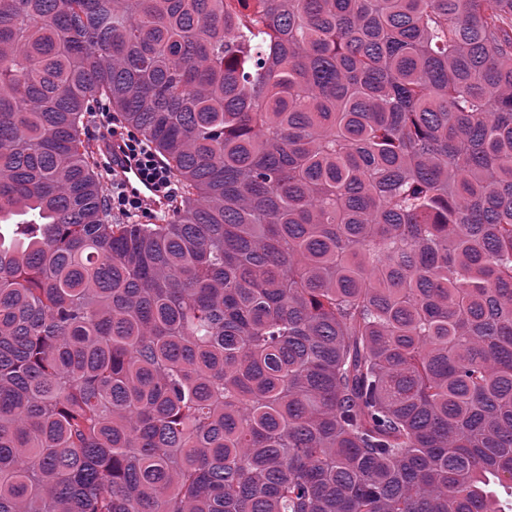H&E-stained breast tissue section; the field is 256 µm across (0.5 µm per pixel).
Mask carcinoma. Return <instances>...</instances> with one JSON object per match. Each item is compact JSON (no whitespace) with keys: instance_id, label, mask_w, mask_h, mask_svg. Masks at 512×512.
I'll return each instance as SVG.
<instances>
[{"instance_id":"carcinoma-1","label":"carcinoma","mask_w":512,"mask_h":512,"mask_svg":"<svg viewBox=\"0 0 512 512\" xmlns=\"http://www.w3.org/2000/svg\"><path fill=\"white\" fill-rule=\"evenodd\" d=\"M2 224L0 512H502L512 0H0ZM100 114L102 115V129L105 131L103 134H119L128 150L139 158L143 175L150 181L155 182L159 188H162V193L165 196L170 197L174 195L178 188L177 184L172 179L166 166L163 165L153 153L149 144L132 131H126L127 136L125 137L122 132H118L114 124L111 126V116L109 112H100ZM95 150L102 166L108 171L112 172L113 169L116 172H108L113 210L116 209L120 213L130 210L144 212L142 204L151 211H159L164 207L166 200L161 192L142 176L136 159L127 153L118 135L100 138L95 142Z\"/></svg>"}]
</instances>
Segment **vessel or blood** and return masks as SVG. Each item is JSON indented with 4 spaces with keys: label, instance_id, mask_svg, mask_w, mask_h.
Masks as SVG:
<instances>
[{
    "label": "vessel or blood",
    "instance_id": "b4317fda",
    "mask_svg": "<svg viewBox=\"0 0 512 512\" xmlns=\"http://www.w3.org/2000/svg\"><path fill=\"white\" fill-rule=\"evenodd\" d=\"M95 150L102 166L118 173L128 195L140 200L149 210L158 211L164 207V197L142 176L136 159L127 153L119 137L99 139Z\"/></svg>",
    "mask_w": 512,
    "mask_h": 512
}]
</instances>
